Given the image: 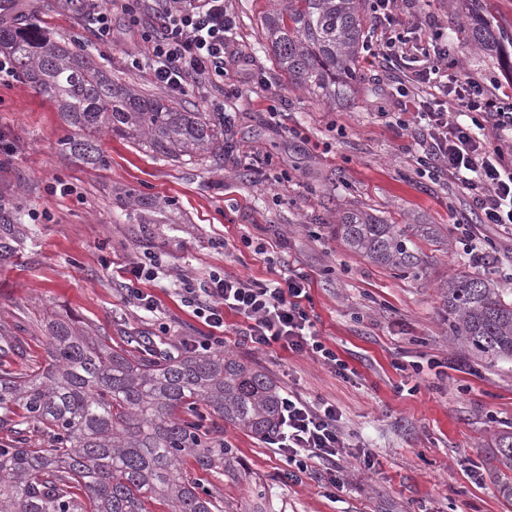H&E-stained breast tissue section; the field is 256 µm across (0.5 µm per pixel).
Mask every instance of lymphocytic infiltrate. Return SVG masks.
Here are the masks:
<instances>
[{
  "instance_id": "obj_1",
  "label": "lymphocytic infiltrate",
  "mask_w": 512,
  "mask_h": 512,
  "mask_svg": "<svg viewBox=\"0 0 512 512\" xmlns=\"http://www.w3.org/2000/svg\"><path fill=\"white\" fill-rule=\"evenodd\" d=\"M116 8L146 43L145 61L157 84L173 92L183 91L190 79L223 86L233 61L228 35L234 18L226 0H82V16L99 40H111ZM430 42L428 62L412 81L437 87L443 96L408 95L400 111L391 113V123L404 127L412 120L421 122L425 135L417 164L453 178L480 223L512 235V102L480 77L463 73L442 34L432 35ZM310 288L309 277L293 268L268 281L227 274L213 277L210 287L193 294L190 303L213 329H223L225 313H234L241 318L237 335L253 347L277 344L297 355H313L345 374L347 363L321 340L306 307ZM273 443L296 473H312L320 462L326 466L322 485H342L336 458L348 438L334 405L287 395L282 429Z\"/></svg>"
}]
</instances>
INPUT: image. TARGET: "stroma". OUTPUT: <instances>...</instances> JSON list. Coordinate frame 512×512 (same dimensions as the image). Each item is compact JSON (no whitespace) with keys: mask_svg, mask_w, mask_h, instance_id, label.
I'll list each match as a JSON object with an SVG mask.
<instances>
[{"mask_svg":"<svg viewBox=\"0 0 512 512\" xmlns=\"http://www.w3.org/2000/svg\"><path fill=\"white\" fill-rule=\"evenodd\" d=\"M277 2L230 0L232 40L246 68L228 67L223 89L192 83L178 97L200 112L234 113L231 135L248 171L221 157L175 165L107 132L99 139L105 166L74 164L62 142L75 132L56 107L23 77L0 81V140L13 149L0 160V243L11 249L0 260V344L20 349L8 362L20 372L42 363V321L66 313L117 342L165 349L204 340L213 330L182 302L183 281L201 288L217 271L274 279L293 260L311 277L316 328L350 374L277 345H244L231 314L221 348L266 369L283 391L336 406L352 444L337 462L344 487L289 478L268 442L215 415L210 435L235 449L238 477L201 471L191 456L182 472L223 500L224 512H512L500 492L512 467L499 453L500 437L512 432V361L488 365L456 347L443 310V286L458 272L512 286V236L475 223L461 240L454 222L467 198L420 170L414 137L389 122L421 52L385 67L361 53L350 101L323 102L289 85L261 36ZM419 8L454 41L464 70L496 83L512 77L511 45L507 59L491 58L449 27V19L465 20L469 0H421ZM27 15L50 37L84 46L113 77L169 97L133 69L146 46L124 35L123 17L114 19L112 43L97 41L64 0H20L0 22ZM54 184L74 192L52 195ZM352 209L392 224L438 225L441 242L422 245L427 273L378 267L347 251L336 222ZM147 252L158 267L151 313L121 290L126 268ZM355 448L370 454L373 468L352 456Z\"/></svg>","mask_w":512,"mask_h":512,"instance_id":"35a3bbf8","label":"stroma"}]
</instances>
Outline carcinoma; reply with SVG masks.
Instances as JSON below:
<instances>
[{
	"instance_id": "obj_1",
	"label": "carcinoma",
	"mask_w": 512,
	"mask_h": 512,
	"mask_svg": "<svg viewBox=\"0 0 512 512\" xmlns=\"http://www.w3.org/2000/svg\"><path fill=\"white\" fill-rule=\"evenodd\" d=\"M263 20L279 71L322 101L350 98L365 38L363 0H282ZM469 41L499 55L507 40L492 21L469 16ZM0 52L34 91L55 103L79 136L66 153L91 167L106 130L173 162L224 155V115L193 112L146 96L84 49L52 40L34 22L0 28ZM344 247L370 263L420 276L422 240L438 241L435 224H389L361 210L336 225ZM448 333L489 362L512 359V299L479 274L448 279ZM45 362L26 372L0 363V512H224L220 499L180 469L186 455L204 470L224 461L237 475L235 449L209 437L203 412L261 440L281 425V387L262 367L220 350L133 352L76 319L48 317ZM41 433L38 447L26 433Z\"/></svg>"
}]
</instances>
